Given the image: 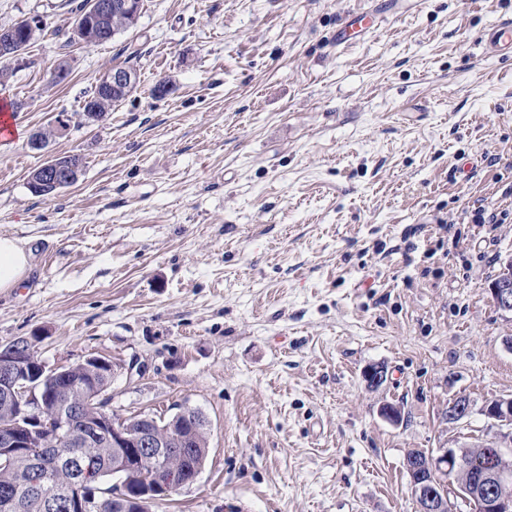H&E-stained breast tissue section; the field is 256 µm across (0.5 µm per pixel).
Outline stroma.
Segmentation results:
<instances>
[{"label":"stroma","instance_id":"stroma-1","mask_svg":"<svg viewBox=\"0 0 512 512\" xmlns=\"http://www.w3.org/2000/svg\"><path fill=\"white\" fill-rule=\"evenodd\" d=\"M395 4L338 49L370 0H143L100 45L72 39L71 0H0V27L43 22L0 85V235L30 254L0 345L134 363L105 394L120 416L206 415L200 476L152 512H415L409 450L499 433L481 409L512 395V316L488 285L512 219L473 206L512 212V59L483 42L512 0ZM114 67L135 92L87 118ZM64 154L77 183L31 193ZM387 16L388 11L386 8L376 4L366 12H363L360 18H353L351 15L343 18L336 33V47L343 46L350 40V30H354L355 25L358 23H361L367 34L382 26Z\"/></svg>","mask_w":512,"mask_h":512}]
</instances>
